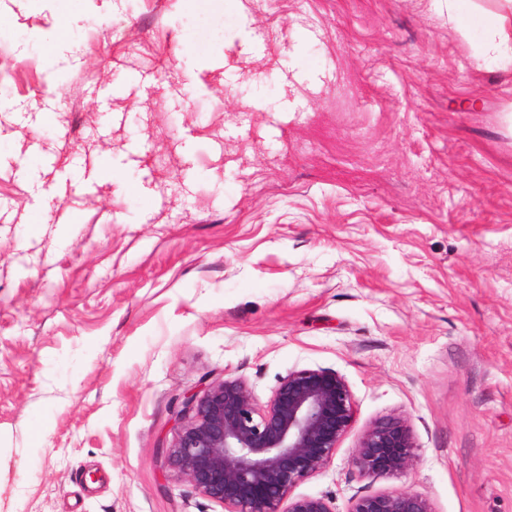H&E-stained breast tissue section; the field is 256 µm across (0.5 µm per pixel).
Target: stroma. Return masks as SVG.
Listing matches in <instances>:
<instances>
[{
  "instance_id": "obj_1",
  "label": "stroma",
  "mask_w": 512,
  "mask_h": 512,
  "mask_svg": "<svg viewBox=\"0 0 512 512\" xmlns=\"http://www.w3.org/2000/svg\"><path fill=\"white\" fill-rule=\"evenodd\" d=\"M438 0H0V512H224L225 378L347 382L297 496L512 512V59ZM417 462L364 476L365 429ZM412 431L400 417L374 423L359 438L353 464L364 476L400 475L416 463ZM350 512H435L430 501L415 493L396 492L357 499Z\"/></svg>"
}]
</instances>
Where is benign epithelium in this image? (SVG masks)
<instances>
[{
    "instance_id": "1",
    "label": "benign epithelium",
    "mask_w": 512,
    "mask_h": 512,
    "mask_svg": "<svg viewBox=\"0 0 512 512\" xmlns=\"http://www.w3.org/2000/svg\"><path fill=\"white\" fill-rule=\"evenodd\" d=\"M353 413L349 386L335 372L293 370L264 405L247 381L226 378L179 401L163 466L224 512H333L323 498L291 492L327 464ZM415 448L404 419L381 420L359 438L353 464L364 476L404 474L416 463ZM350 512L434 509L427 498L403 491L359 498Z\"/></svg>"
}]
</instances>
